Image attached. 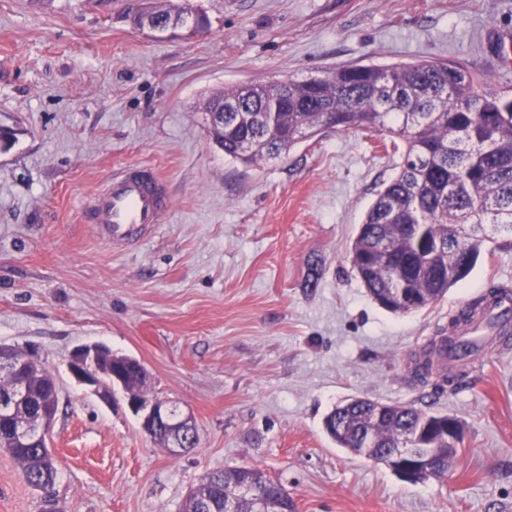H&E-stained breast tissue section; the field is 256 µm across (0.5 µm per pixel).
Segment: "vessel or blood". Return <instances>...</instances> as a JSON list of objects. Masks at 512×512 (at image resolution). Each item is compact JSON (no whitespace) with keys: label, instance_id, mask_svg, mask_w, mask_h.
<instances>
[{"label":"vessel or blood","instance_id":"1","mask_svg":"<svg viewBox=\"0 0 512 512\" xmlns=\"http://www.w3.org/2000/svg\"><path fill=\"white\" fill-rule=\"evenodd\" d=\"M172 207L160 177L151 169L134 166L114 173L83 211L84 223L94 225L99 237L112 246L130 247L142 241ZM512 332V303L492 304L485 320L475 323L464 346L481 343L484 330Z\"/></svg>","mask_w":512,"mask_h":512}]
</instances>
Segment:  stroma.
I'll return each instance as SVG.
<instances>
[{
  "instance_id": "35a3bbf8",
  "label": "stroma",
  "mask_w": 512,
  "mask_h": 512,
  "mask_svg": "<svg viewBox=\"0 0 512 512\" xmlns=\"http://www.w3.org/2000/svg\"><path fill=\"white\" fill-rule=\"evenodd\" d=\"M191 3L205 35L151 36L126 19L130 0H0V343L37 350L57 378L54 498L66 512H181L204 474L252 465L295 512H512V345L492 342L461 383L412 374L460 303L512 288V238L442 301L392 314L347 252L398 156L352 129L245 165L203 112L235 85L359 62L454 60L500 89L512 0ZM132 163L166 180L173 208L119 250L81 209ZM95 344L138 360L149 395L193 415L195 448L171 455L122 388L106 402L75 381L71 353ZM351 397L455 416L447 477L411 484L337 447L323 419ZM0 512H44L2 450Z\"/></svg>"
}]
</instances>
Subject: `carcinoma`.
Instances as JSON below:
<instances>
[{"instance_id": "cac0c4a2", "label": "carcinoma", "mask_w": 512, "mask_h": 512, "mask_svg": "<svg viewBox=\"0 0 512 512\" xmlns=\"http://www.w3.org/2000/svg\"><path fill=\"white\" fill-rule=\"evenodd\" d=\"M174 4L165 0L150 12L127 13L136 28L170 19ZM224 102V132L214 131L224 155L242 164L285 158L302 141L325 131L360 129L390 138L383 148L399 153L395 176L367 210L348 252V262L368 295L392 313L411 308L397 297H413L425 308L465 279L486 243L512 235V97L485 89L463 65L418 59L388 65L352 64L288 85L267 82L233 86L211 97L209 113ZM453 340L432 339L416 361L424 379L445 361ZM124 389L146 399L147 372L126 357ZM26 389V414L39 418L56 383L51 375L18 377L0 368V401ZM353 399L324 418V429L340 448L381 461L404 435L414 448H435L443 473L458 455V444L442 439L453 416L426 413L413 405H382ZM10 455L24 481L38 489L53 486L56 462L38 448L17 445ZM248 483L260 500L238 497ZM210 499L216 512L234 502L236 512H292L286 488L254 466H233L207 474L187 498Z\"/></svg>"}]
</instances>
